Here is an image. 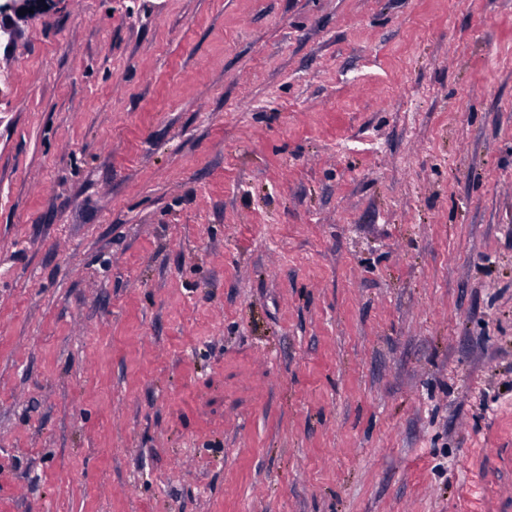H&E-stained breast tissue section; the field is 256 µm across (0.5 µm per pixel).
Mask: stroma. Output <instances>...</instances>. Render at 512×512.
Instances as JSON below:
<instances>
[{
  "mask_svg": "<svg viewBox=\"0 0 512 512\" xmlns=\"http://www.w3.org/2000/svg\"><path fill=\"white\" fill-rule=\"evenodd\" d=\"M0 512H512V0L0 44Z\"/></svg>",
  "mask_w": 512,
  "mask_h": 512,
  "instance_id": "1",
  "label": "stroma"
}]
</instances>
